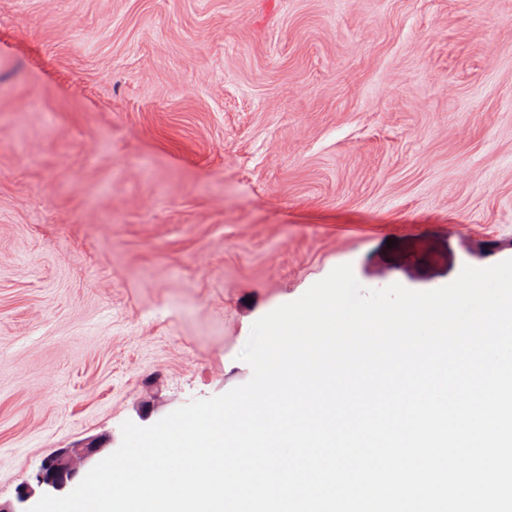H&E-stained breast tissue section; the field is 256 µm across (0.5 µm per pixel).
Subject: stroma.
<instances>
[{"label": "stroma", "instance_id": "35a3bbf8", "mask_svg": "<svg viewBox=\"0 0 512 512\" xmlns=\"http://www.w3.org/2000/svg\"><path fill=\"white\" fill-rule=\"evenodd\" d=\"M508 259L512 0H0V507L337 266Z\"/></svg>", "mask_w": 512, "mask_h": 512}]
</instances>
